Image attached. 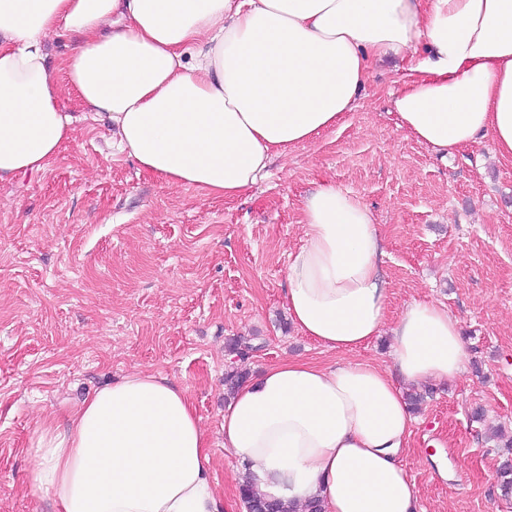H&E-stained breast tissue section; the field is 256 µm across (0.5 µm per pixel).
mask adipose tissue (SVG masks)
Segmentation results:
<instances>
[{"mask_svg":"<svg viewBox=\"0 0 512 512\" xmlns=\"http://www.w3.org/2000/svg\"><path fill=\"white\" fill-rule=\"evenodd\" d=\"M81 38L58 83L46 47ZM409 62L399 123L446 154L489 135L512 158V0H0V181L46 170L77 130L63 91L108 120L113 152L172 186L235 197L274 156L336 128L376 61ZM284 300L305 335L353 351L388 336L393 365L282 360L224 404L241 477L293 507L418 512L401 462L408 387L465 370L460 323L432 301L388 313L385 240L354 192L322 183L302 208ZM30 489L54 512H224L186 392L133 371L31 443Z\"/></svg>","mask_w":512,"mask_h":512,"instance_id":"1","label":"adipose tissue"}]
</instances>
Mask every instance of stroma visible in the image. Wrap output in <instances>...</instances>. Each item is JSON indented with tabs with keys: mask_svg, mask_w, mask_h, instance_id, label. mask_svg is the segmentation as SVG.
Returning a JSON list of instances; mask_svg holds the SVG:
<instances>
[{
	"mask_svg": "<svg viewBox=\"0 0 512 512\" xmlns=\"http://www.w3.org/2000/svg\"><path fill=\"white\" fill-rule=\"evenodd\" d=\"M403 63L375 65L336 129L277 159L234 198L172 187L83 120L43 172L0 183V512H50L27 489L44 418L146 369L178 383L211 443L226 512H245L224 447V373L283 359L392 364L387 337L328 350L289 320L288 256L301 201L329 180L360 195L386 243L390 312L444 305L465 372L432 386L403 458L419 512H512L500 469L512 448V159L481 138L445 156L398 126ZM250 339L247 359L228 342Z\"/></svg>",
	"mask_w": 512,
	"mask_h": 512,
	"instance_id": "stroma-1",
	"label": "stroma"
}]
</instances>
